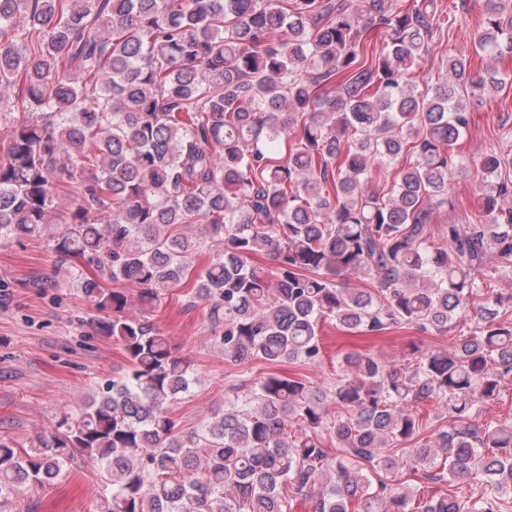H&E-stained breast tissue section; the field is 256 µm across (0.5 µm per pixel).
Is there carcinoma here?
Returning <instances> with one entry per match:
<instances>
[{"mask_svg": "<svg viewBox=\"0 0 512 512\" xmlns=\"http://www.w3.org/2000/svg\"><path fill=\"white\" fill-rule=\"evenodd\" d=\"M359 2L0 0V240L56 224L53 250L78 260L106 313L98 329L130 365L29 447L0 439V512L80 462L100 475L97 512H493L512 493V420H472L512 382V289L484 288L512 276V149L483 157L471 223L431 242L467 101L509 79L458 54L419 89L444 24L436 0ZM473 52L512 57V0H486ZM405 154L389 192L367 190ZM190 224L200 237L181 231ZM206 247L194 296L224 326L229 364L315 362L328 319L377 335L470 317L474 334L403 368L348 353L328 390L270 373L184 436L172 406L194 369L112 284H136L151 305ZM261 252L272 270L250 264ZM433 399L449 423L429 441L419 407ZM411 441L412 467L481 474L483 495L372 487L363 465L391 471L384 449Z\"/></svg>", "mask_w": 512, "mask_h": 512, "instance_id": "carcinoma-1", "label": "carcinoma"}]
</instances>
